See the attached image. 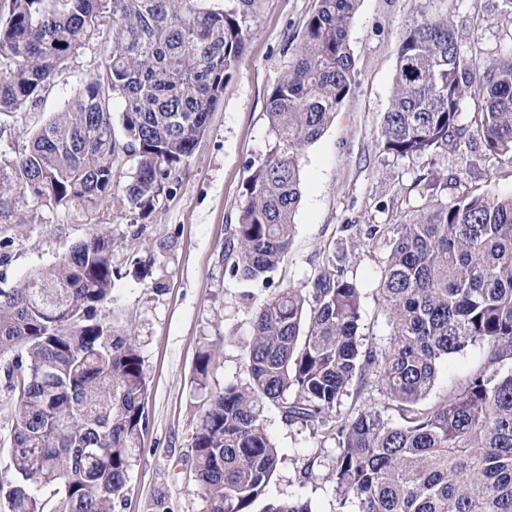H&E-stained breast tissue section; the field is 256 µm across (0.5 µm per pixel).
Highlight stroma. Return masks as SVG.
I'll return each instance as SVG.
<instances>
[{"label":"stroma","instance_id":"stroma-1","mask_svg":"<svg viewBox=\"0 0 512 512\" xmlns=\"http://www.w3.org/2000/svg\"><path fill=\"white\" fill-rule=\"evenodd\" d=\"M443 6L464 42L480 39L489 53L512 49V20L503 13L502 0H448L444 5L439 0H359L349 27L357 85L302 158L292 245L267 283L230 277L224 241L238 219L249 168L263 161L272 143L267 96L288 64V48L297 44L313 0H259L246 22V52L206 131L151 211L87 199L58 204L23 189L11 195L9 212L0 215V231L12 239L0 249V288L14 287L32 271L56 263L96 225H108L112 232V267L120 275L114 308L122 328L139 344L149 382L148 427L117 512H154L161 492L168 512H205L188 463L190 444L211 391L247 377L253 300L281 286L302 285L326 254L336 251L345 256V275L361 289L362 334L386 342L390 328L378 282L388 243L383 236L368 239L366 229L396 222L416 206L411 185L428 168H441L451 178L469 169L465 153L407 161L382 153L378 145L399 37L422 13ZM101 60V43L85 46L55 77L40 104L0 114V167L15 163L32 134L64 108ZM151 257L156 260L151 277H134L137 263ZM208 343L219 349L220 358L202 388L196 364ZM483 354L474 346L442 361L429 402L442 400L479 369ZM265 427L280 456L267 499H299L312 512H356L352 502L339 507L331 484L299 481L309 457L334 454L335 439L287 424L272 405L265 411Z\"/></svg>","mask_w":512,"mask_h":512}]
</instances>
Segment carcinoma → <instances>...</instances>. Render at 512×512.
<instances>
[{
  "instance_id": "obj_1",
  "label": "carcinoma",
  "mask_w": 512,
  "mask_h": 512,
  "mask_svg": "<svg viewBox=\"0 0 512 512\" xmlns=\"http://www.w3.org/2000/svg\"><path fill=\"white\" fill-rule=\"evenodd\" d=\"M258 0H0V112L41 101L66 62L100 39L104 62L0 172V204L20 186L37 199L118 201L148 208L191 155L241 60L245 22ZM357 0H315L287 68L268 94L273 145L251 170L238 222L224 242L230 275L268 279L288 257L301 200V159L357 85L348 29ZM472 103L468 119L464 102ZM120 103L138 157L132 181L113 192ZM380 150L414 160L471 153L469 168L512 164V52L463 47L448 13L399 38L393 94ZM420 204L395 224H372L390 252L379 295L388 341L359 333L361 294L336 254L301 288L285 286L253 308L248 377L211 395L191 443L207 512H256L279 450L267 405L288 424L336 439L302 482L332 483L340 507L358 512H512V195L476 191L429 169L412 184ZM453 192H448V189ZM112 236L99 226L56 264L0 289V371L17 394L3 512H115L148 427V391L134 336L112 319ZM478 345L484 365L448 397L426 406L439 364ZM217 358L198 355L206 387ZM374 380L383 409L336 421L355 382ZM395 409L399 420L384 411ZM261 512H311L268 501Z\"/></svg>"
}]
</instances>
